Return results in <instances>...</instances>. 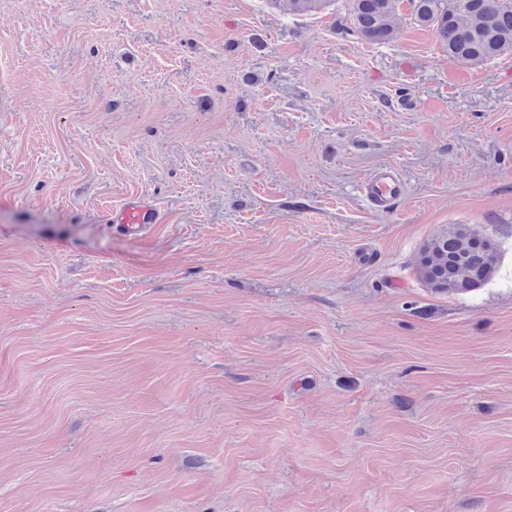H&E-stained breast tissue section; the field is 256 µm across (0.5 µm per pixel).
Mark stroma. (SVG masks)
I'll return each instance as SVG.
<instances>
[{
  "label": "stroma",
  "instance_id": "35a3bbf8",
  "mask_svg": "<svg viewBox=\"0 0 512 512\" xmlns=\"http://www.w3.org/2000/svg\"><path fill=\"white\" fill-rule=\"evenodd\" d=\"M456 224L498 264L440 294ZM0 512H512V51L409 0L381 44L350 0H0ZM404 182L392 168H379L364 181V196L377 207L387 208L404 193ZM160 214L156 207L138 201H129L107 216V222L134 235H145L152 224H157ZM497 261V249L489 240L458 225L434 239L419 262L435 292L466 294L491 278Z\"/></svg>",
  "mask_w": 512,
  "mask_h": 512
}]
</instances>
